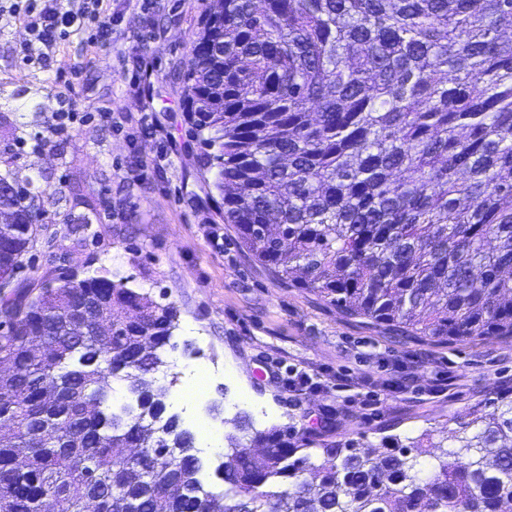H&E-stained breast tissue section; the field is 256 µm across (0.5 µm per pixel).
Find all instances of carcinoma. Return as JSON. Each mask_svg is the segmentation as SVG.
Instances as JSON below:
<instances>
[{
  "label": "carcinoma",
  "mask_w": 512,
  "mask_h": 512,
  "mask_svg": "<svg viewBox=\"0 0 512 512\" xmlns=\"http://www.w3.org/2000/svg\"><path fill=\"white\" fill-rule=\"evenodd\" d=\"M512 0H206L186 64L185 111L224 223L275 278L347 316L450 342L512 337ZM33 180L0 173V276L15 273L44 213ZM11 302L0 333V512H502L512 502V397L425 431L354 442L227 435L202 489L195 433L151 440L168 388L177 310L89 276ZM112 326L70 334L77 305ZM143 399L98 422L112 383ZM323 456L316 464L312 452Z\"/></svg>",
  "instance_id": "cac0c4a2"
}]
</instances>
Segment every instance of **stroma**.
Segmentation results:
<instances>
[{"mask_svg":"<svg viewBox=\"0 0 512 512\" xmlns=\"http://www.w3.org/2000/svg\"><path fill=\"white\" fill-rule=\"evenodd\" d=\"M0 12V156L16 138L33 140L62 108L77 114L70 134L13 155L51 199L12 292L55 278L111 272L152 300L174 304L179 322L166 415L190 427L186 367L223 368L199 404L216 435L249 439L286 426L300 436L380 447L386 435L446 437L457 417L512 390V338L448 343L395 335L347 317L318 294L277 280L245 249L206 184L200 147L184 112L181 74L201 27L203 0H104L95 17L88 0H64L84 14L81 30L57 39L45 61L25 64V8ZM109 43L90 46L99 26ZM152 85L151 95L140 94ZM111 121H103V113ZM96 208L87 226L78 215ZM320 379L363 374L370 395L333 390L293 396L288 380L302 368ZM452 376L448 395L427 387ZM409 377L413 392L392 385ZM249 429H240L239 418Z\"/></svg>","mask_w":512,"mask_h":512,"instance_id":"obj_1","label":"stroma"}]
</instances>
